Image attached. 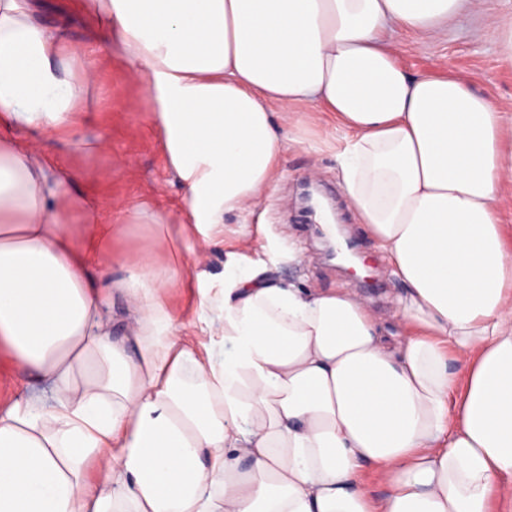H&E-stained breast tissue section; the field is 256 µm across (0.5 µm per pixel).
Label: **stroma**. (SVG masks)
<instances>
[{
  "label": "stroma",
  "mask_w": 512,
  "mask_h": 512,
  "mask_svg": "<svg viewBox=\"0 0 512 512\" xmlns=\"http://www.w3.org/2000/svg\"><path fill=\"white\" fill-rule=\"evenodd\" d=\"M84 0H29L34 21L62 26L81 47L94 50L96 66L91 78L96 100L89 132L104 142L102 151L62 152L63 161L80 173L72 185L75 194L94 196L101 208L123 203L147 204L178 223L182 190L172 174L153 123L154 101L144 84L131 73L120 46L106 47L98 22L83 6ZM512 19V0H477L475 7L459 13L448 25L429 35L403 29L390 34L398 64L410 75H467L476 91L493 99L512 115V65L502 58L492 20ZM336 154L319 153L292 144L280 160V177L251 213L224 217V245L214 250L206 270L218 277L228 252L237 245L238 226L247 224L253 257L275 264L284 283L301 289L344 288L370 300L381 321H388L401 290L382 260L366 225L349 207L336 176ZM316 185L340 215L345 234L354 240L359 256L369 265L368 281L350 278L340 263L326 259L321 228L300 209L299 195L305 184ZM303 252L302 264L288 262L289 249Z\"/></svg>",
  "instance_id": "stroma-1"
}]
</instances>
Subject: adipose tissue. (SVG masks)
Segmentation results:
<instances>
[{
  "label": "adipose tissue",
  "instance_id": "adipose-tissue-1",
  "mask_svg": "<svg viewBox=\"0 0 512 512\" xmlns=\"http://www.w3.org/2000/svg\"><path fill=\"white\" fill-rule=\"evenodd\" d=\"M466 0H102L183 193L147 262L113 251L39 135L76 124L94 60L0 0V352L45 395L0 406V512H512V178L504 112L457 74L412 76ZM314 111L402 283L366 299L282 285L249 246L205 263ZM121 276H113V267ZM198 306L177 319L165 291ZM373 467L388 492L359 481Z\"/></svg>",
  "mask_w": 512,
  "mask_h": 512
}]
</instances>
